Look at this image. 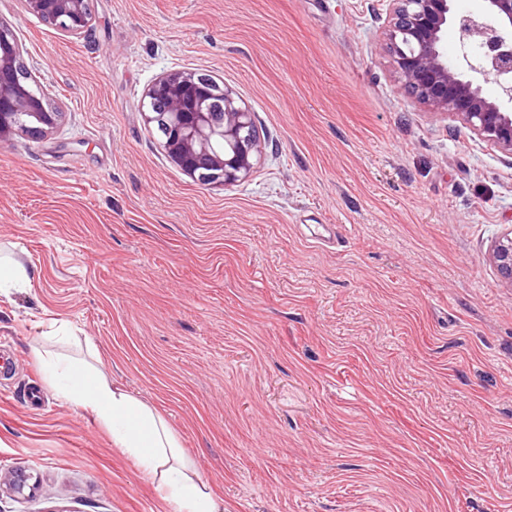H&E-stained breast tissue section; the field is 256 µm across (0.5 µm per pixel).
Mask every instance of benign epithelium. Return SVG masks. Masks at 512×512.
Returning a JSON list of instances; mask_svg holds the SVG:
<instances>
[{
    "label": "benign epithelium",
    "mask_w": 512,
    "mask_h": 512,
    "mask_svg": "<svg viewBox=\"0 0 512 512\" xmlns=\"http://www.w3.org/2000/svg\"><path fill=\"white\" fill-rule=\"evenodd\" d=\"M26 12L71 35L92 20L89 0H21ZM385 30L400 89L434 112L462 120L480 139L512 156V0H478L458 15L453 0H390ZM458 32L462 62L448 61V26ZM494 82L499 95H484ZM53 94L32 75L14 27L0 20V141L30 124L45 135L62 112ZM146 121L159 130L164 150L184 174L203 185L233 186L246 178L264 148L252 113L229 90L219 93L206 74L161 76L143 101ZM493 261L512 283V228L495 245Z\"/></svg>",
    "instance_id": "7a95c632"
}]
</instances>
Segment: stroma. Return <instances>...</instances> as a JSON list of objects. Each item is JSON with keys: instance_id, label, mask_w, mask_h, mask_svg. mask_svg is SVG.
<instances>
[{"instance_id": "stroma-1", "label": "stroma", "mask_w": 512, "mask_h": 512, "mask_svg": "<svg viewBox=\"0 0 512 512\" xmlns=\"http://www.w3.org/2000/svg\"><path fill=\"white\" fill-rule=\"evenodd\" d=\"M389 0H91L70 36L0 0L63 117L0 142V512H171L34 347L153 406L226 512H512V156L404 94ZM212 75L262 131L234 186L142 101ZM69 340L52 339L51 321ZM38 382L46 402L29 409ZM492 258L501 276L512 285V228L495 245ZM29 282L26 270L10 260L0 261V291L2 288H19Z\"/></svg>"}]
</instances>
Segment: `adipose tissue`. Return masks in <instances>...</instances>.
Segmentation results:
<instances>
[{
    "label": "adipose tissue",
    "mask_w": 512,
    "mask_h": 512,
    "mask_svg": "<svg viewBox=\"0 0 512 512\" xmlns=\"http://www.w3.org/2000/svg\"><path fill=\"white\" fill-rule=\"evenodd\" d=\"M46 376L75 409L90 413L112 433L115 448L157 480L172 512H224V501L185 456L177 434L148 403L111 384L85 362L45 356Z\"/></svg>",
    "instance_id": "adipose-tissue-1"
}]
</instances>
